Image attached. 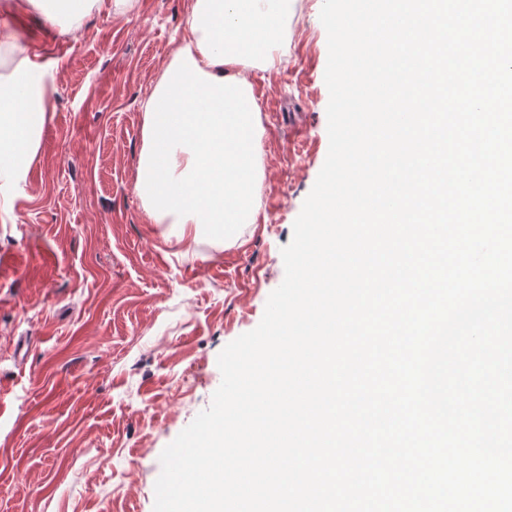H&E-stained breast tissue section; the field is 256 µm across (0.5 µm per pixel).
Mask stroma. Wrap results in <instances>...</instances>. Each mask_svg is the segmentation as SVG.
Here are the masks:
<instances>
[{
	"instance_id": "35a3bbf8",
	"label": "stroma",
	"mask_w": 512,
	"mask_h": 512,
	"mask_svg": "<svg viewBox=\"0 0 512 512\" xmlns=\"http://www.w3.org/2000/svg\"><path fill=\"white\" fill-rule=\"evenodd\" d=\"M194 0L16 15L58 61L25 194L0 200V512H153L160 455L208 408L222 349L260 323L327 156L323 0H295L259 106L254 223L231 239L155 224L135 189L143 101ZM26 345L24 357L16 345Z\"/></svg>"
}]
</instances>
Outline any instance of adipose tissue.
Returning <instances> with one entry per match:
<instances>
[{
  "instance_id": "obj_1",
  "label": "adipose tissue",
  "mask_w": 512,
  "mask_h": 512,
  "mask_svg": "<svg viewBox=\"0 0 512 512\" xmlns=\"http://www.w3.org/2000/svg\"><path fill=\"white\" fill-rule=\"evenodd\" d=\"M292 0H195L190 38L144 103L136 190L157 223L205 224L232 236L255 221L259 106L244 75L277 65ZM57 64L39 54L0 75V188L27 180Z\"/></svg>"
}]
</instances>
